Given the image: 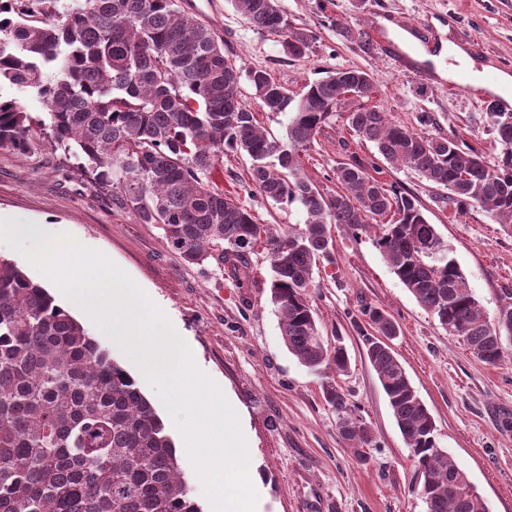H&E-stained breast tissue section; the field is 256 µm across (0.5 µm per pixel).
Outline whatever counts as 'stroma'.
<instances>
[{
    "instance_id": "35a3bbf8",
    "label": "stroma",
    "mask_w": 512,
    "mask_h": 512,
    "mask_svg": "<svg viewBox=\"0 0 512 512\" xmlns=\"http://www.w3.org/2000/svg\"><path fill=\"white\" fill-rule=\"evenodd\" d=\"M180 5L223 40L225 55L244 74L266 70L295 96L327 72L362 68L377 81L375 104L394 122L459 135L490 160L498 152L486 122L496 93L471 83L443 91L381 54L366 33L376 22L433 25L475 70L512 74V0H280L296 26L314 33L301 59L288 58L274 37L253 31L232 0ZM0 95L19 99L35 121L29 154L0 149V218L50 222L54 232L104 253L148 293L190 348L195 366L239 417L263 480L257 512H426L412 452L355 326L367 304L398 323L392 347L435 419L439 448L458 462L489 512H512V343L499 364L479 361L418 305L369 236L332 226L335 262L316 272L312 305L328 345L340 340L348 349L350 369L337 383L372 430L371 445L357 458L323 397L322 377L299 364L282 341L265 252L251 254L245 275L212 260L184 262L157 225L139 223L53 143L41 125L47 107L35 93L6 85ZM423 116L428 124H420ZM352 158L374 180L418 197L488 318L512 304V232L505 225L478 207L455 213L442 203V189L386 162L373 144L354 137L342 111L328 118L302 163L322 192L333 193L339 163ZM249 166L246 157L225 156L217 185L237 194L259 223L303 229L302 206L276 204L249 191ZM139 387L163 419L202 512H214L163 400L148 382Z\"/></svg>"
}]
</instances>
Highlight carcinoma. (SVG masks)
I'll use <instances>...</instances> for the list:
<instances>
[{"label": "carcinoma", "instance_id": "obj_1", "mask_svg": "<svg viewBox=\"0 0 512 512\" xmlns=\"http://www.w3.org/2000/svg\"><path fill=\"white\" fill-rule=\"evenodd\" d=\"M253 30L278 38L292 59L313 32L296 27L278 0H234ZM241 72L224 44L177 0H0V85L34 92L48 107L50 135L82 160L102 190L118 193L141 224L191 263L247 267L257 247L270 264L271 302L282 340L300 364L325 377L323 395L343 438L372 443L368 424L331 375L349 356L328 347L311 303L314 272L334 263L331 225L370 234L392 272L450 336L496 365L512 340V305L490 322L418 198L368 176L354 159L336 168L327 195L305 174L302 152L351 96L348 126L390 164L447 190L443 203L478 206L512 226V112L486 113L500 152L488 162L457 135L393 123L374 74L339 69L307 84L299 98L264 70L249 72L261 105L291 110L287 140L258 124L240 94ZM31 117L0 95V148L31 149ZM251 160L249 190L277 204L299 203L305 228L279 233L213 183L224 156ZM366 357L411 449L427 512H489L457 462L393 349L399 335L382 308L361 309ZM0 512H202L175 446L137 381L109 350L17 262L0 256Z\"/></svg>", "mask_w": 512, "mask_h": 512}]
</instances>
